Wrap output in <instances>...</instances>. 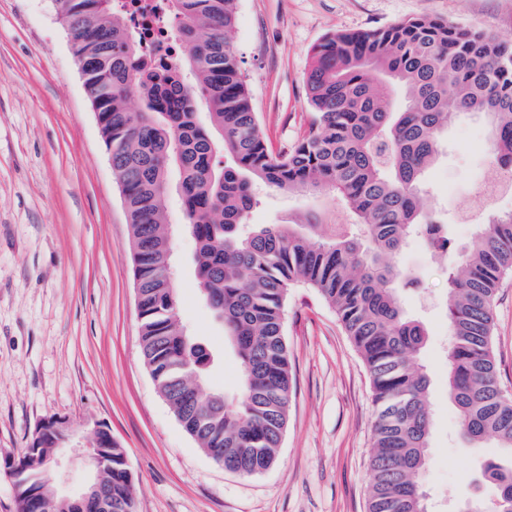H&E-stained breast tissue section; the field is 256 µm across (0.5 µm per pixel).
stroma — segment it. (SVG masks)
Listing matches in <instances>:
<instances>
[{
	"label": "stroma",
	"instance_id": "35a3bbf8",
	"mask_svg": "<svg viewBox=\"0 0 512 512\" xmlns=\"http://www.w3.org/2000/svg\"><path fill=\"white\" fill-rule=\"evenodd\" d=\"M422 14L483 28L512 43V0H236L231 46L257 120L273 150L309 127L311 50L343 30ZM489 132L473 114L448 128L428 172L425 208L448 221L456 249L477 227L457 213L488 165ZM252 224L304 213L350 224L327 194L257 185ZM177 316L219 355L211 388L234 393V351L200 299L187 234L175 241ZM401 300L427 330L422 363L431 379L433 428L423 484L432 512H457L470 495L491 502L488 449L464 438L448 396L444 301L448 260L411 240ZM126 207L67 32L52 0H0V512H17L6 464L40 423L73 431L108 428L127 452L138 512H367L374 406L369 374L335 312L314 289L291 288L284 311L291 356L288 426L275 464L243 477L214 464L177 421L145 366ZM493 352L512 393V278L494 306Z\"/></svg>",
	"mask_w": 512,
	"mask_h": 512
}]
</instances>
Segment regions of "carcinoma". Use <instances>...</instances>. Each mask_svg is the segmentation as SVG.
<instances>
[{"label": "carcinoma", "mask_w": 512, "mask_h": 512, "mask_svg": "<svg viewBox=\"0 0 512 512\" xmlns=\"http://www.w3.org/2000/svg\"><path fill=\"white\" fill-rule=\"evenodd\" d=\"M55 3L128 212L142 356L162 371L157 391L184 430L227 470L275 463L291 388L284 309L290 288L307 285L335 310L370 375L376 419L368 512H427L421 479L432 413L420 359L428 333L402 308L398 285L408 273L397 256L412 236L434 238L441 223L424 210L420 192L456 114L490 117L489 166L512 172V45L430 15L336 32L311 51L308 131L275 152L229 42L235 0H161L179 52L162 42L142 46L117 0ZM399 88L405 105L396 112L390 99ZM133 97L142 102L137 111L128 107ZM257 181L290 193H332L355 215L357 231L313 224L309 214L245 231ZM173 184L197 243V287L238 359L232 395H202L193 384L205 382L213 357L175 318L177 291L163 250ZM440 252L448 256V396L465 435L492 441L485 474L495 512H512V465L500 461L512 458V396L500 388L492 348L497 287L512 275V213L480 225L467 252H456L449 238ZM89 464L112 485V498L76 508L28 452L11 462L43 490L48 512H136L120 443H112V468L97 457Z\"/></svg>", "instance_id": "carcinoma-1"}]
</instances>
